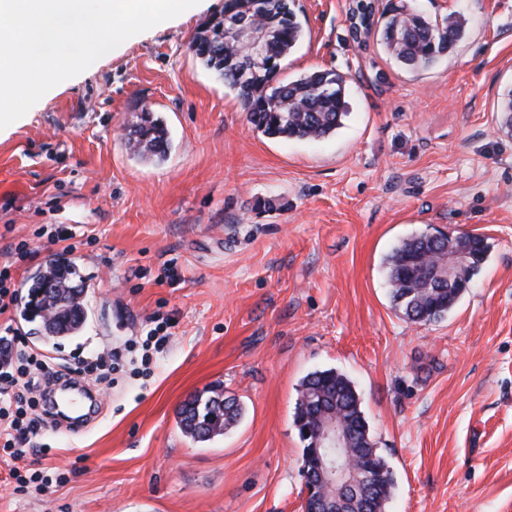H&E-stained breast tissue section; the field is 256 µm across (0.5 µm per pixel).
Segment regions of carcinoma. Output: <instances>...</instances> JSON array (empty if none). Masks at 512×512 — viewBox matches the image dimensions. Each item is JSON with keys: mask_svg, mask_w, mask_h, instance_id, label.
<instances>
[{"mask_svg": "<svg viewBox=\"0 0 512 512\" xmlns=\"http://www.w3.org/2000/svg\"><path fill=\"white\" fill-rule=\"evenodd\" d=\"M374 9L366 2L359 10L352 32L369 29ZM247 19L257 29L272 26L265 44V58L253 62L240 45L225 38V31L236 21ZM467 21L458 14L430 18L403 4L385 16L381 41L386 52L405 70L434 65L466 32ZM304 36L294 0H225L224 10L212 16L193 36L190 49L224 83L237 90L249 120L263 134L271 137L320 139L335 132L347 116L349 103L347 80L333 70L315 71L286 84L277 81L282 61ZM168 131L163 121L147 107L140 122L128 133L130 152L144 160L166 156ZM488 246L480 235L465 234L451 241L438 240L431 233L412 236L394 248L387 258L388 284L394 306L414 323L438 320L452 309L469 288L473 276L483 265ZM466 264L459 268V279L452 283H433L434 276L459 258ZM74 265L51 258L33 279L30 287L28 317L51 320L54 330L49 338L64 337L81 329L85 321L82 304L84 289L74 291ZM331 410L352 435L350 455L345 465H354L367 478L366 498L350 506L349 512H383L391 494L392 473L369 433L353 383L335 370L315 371L307 375L299 389L294 418L314 427L321 421V409ZM243 409L223 390L209 387L190 396L179 408L183 433L197 443L224 435L235 425Z\"/></svg>", "mask_w": 512, "mask_h": 512, "instance_id": "obj_1", "label": "carcinoma"}]
</instances>
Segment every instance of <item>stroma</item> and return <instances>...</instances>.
I'll return each mask as SVG.
<instances>
[{"label":"stroma","instance_id":"stroma-1","mask_svg":"<svg viewBox=\"0 0 512 512\" xmlns=\"http://www.w3.org/2000/svg\"><path fill=\"white\" fill-rule=\"evenodd\" d=\"M355 0H296L304 30L280 77L334 70L349 113L323 139L271 138L189 51L224 8L200 0L49 90L0 130V268L17 300L0 328L55 368L173 335L150 376L120 372L80 430L44 428L24 462L0 450V512H303L294 410L303 378L347 375L394 478L386 512H512V0H406L463 12L465 38L400 69ZM169 131L163 161L126 135L142 107ZM69 243L48 245L58 226ZM477 234L487 258L443 318L406 320L386 258L421 232ZM37 251L14 260L12 244ZM70 259L86 320L45 339L25 307L47 260ZM219 386L244 408L210 443L181 403ZM48 482L14 493L17 467ZM153 323L155 326L148 331L146 339L141 345L144 351L141 359L142 365H146L150 361L153 353L163 351L171 335L169 330L172 328V323L169 319L162 318L161 321L157 319Z\"/></svg>","mask_w":512,"mask_h":512}]
</instances>
